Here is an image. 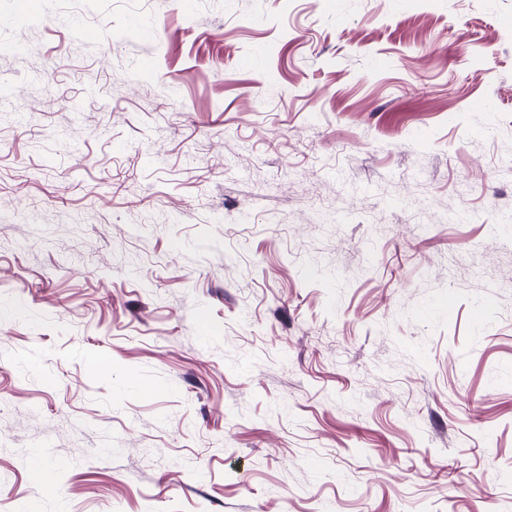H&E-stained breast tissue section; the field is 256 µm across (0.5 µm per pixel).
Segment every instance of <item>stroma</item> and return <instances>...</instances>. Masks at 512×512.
Returning <instances> with one entry per match:
<instances>
[{"label":"stroma","mask_w":512,"mask_h":512,"mask_svg":"<svg viewBox=\"0 0 512 512\" xmlns=\"http://www.w3.org/2000/svg\"><path fill=\"white\" fill-rule=\"evenodd\" d=\"M0 512H512V0H0Z\"/></svg>","instance_id":"obj_1"}]
</instances>
